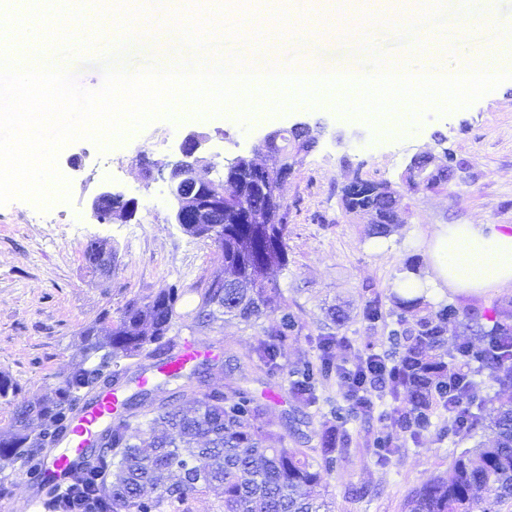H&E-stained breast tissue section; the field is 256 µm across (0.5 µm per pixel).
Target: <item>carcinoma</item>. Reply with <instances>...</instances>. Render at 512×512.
Wrapping results in <instances>:
<instances>
[{"mask_svg":"<svg viewBox=\"0 0 512 512\" xmlns=\"http://www.w3.org/2000/svg\"><path fill=\"white\" fill-rule=\"evenodd\" d=\"M406 183L441 188L448 184V168L442 164L429 170L422 161L419 168H408ZM373 186L377 192L361 198L342 189L340 202L348 213L393 217L392 224L372 220L371 235L386 238L402 223L401 194L387 183ZM224 205V267L210 274L209 285L192 289V309L180 310L186 290L170 285L130 301L116 317L102 312L74 339L67 374L32 398L0 376V398L12 405L10 422L0 427L1 474L20 461H40L47 446L65 433L74 405L103 378L126 372L147 355L158 358L155 367L163 365L175 348L173 331L202 332L226 315L251 325L278 311L280 325L263 330L255 352L271 374L283 370L277 362L281 347L298 327L278 281L288 268V208L279 201L269 205L263 233L282 240L281 250L270 252L249 226L229 223L230 202ZM113 255L112 246L100 242L84 251L88 268L101 276L111 272ZM390 301L388 315L395 318L396 328L389 336L403 342V349L393 364L383 356L376 359V370L385 377L374 389L399 401L393 407L394 422L412 437L430 429L434 410L448 401V392L470 400L475 375L486 370L496 380L512 383V302L460 308L433 303L423 293H394ZM383 307L381 294L371 291L364 318L381 320ZM450 319L475 336L457 349L455 360L443 352ZM337 342L334 334L323 335L318 361L297 371L291 390L298 403L316 402V385L335 367ZM357 411L364 408L353 398L350 409H336V425L323 430L321 447L310 454L281 445V437L267 429L266 405L247 388L197 392L187 384L167 399L142 389L122 400L121 411L105 430L104 447L82 467L81 478L62 492L45 488L48 512H189L191 501L210 492L217 496L216 512H321L327 507L326 479L343 452V427ZM485 428L489 444L463 449L446 472L412 489L404 512H497L496 507L512 501V404H501L487 425L469 413L466 432ZM486 487L495 488V501L483 503L476 497Z\"/></svg>","mask_w":512,"mask_h":512,"instance_id":"cac0c4a2","label":"carcinoma"}]
</instances>
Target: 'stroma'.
<instances>
[{
	"label": "stroma",
	"mask_w": 512,
	"mask_h": 512,
	"mask_svg": "<svg viewBox=\"0 0 512 512\" xmlns=\"http://www.w3.org/2000/svg\"><path fill=\"white\" fill-rule=\"evenodd\" d=\"M304 6V0H291L278 11H257L250 18L284 29L283 38L269 49L276 65L294 57L361 66L372 45L385 49L388 57L403 58L452 30L490 54L498 42L496 19L512 18V0H405L389 5L391 32L385 37L365 25L348 36L289 34V12ZM301 121L314 124V140L294 153L293 171L278 188L289 209L288 270L279 282L299 321L298 331L281 349L283 374L268 375L255 354L260 330L274 325L277 315L261 318L254 327L227 319L211 332L185 330L181 336L194 342L213 367L206 387L239 385L270 395L269 429L283 436L286 447H317V434L330 420L331 409L348 408L347 388L338 374H331L319 385L316 403L301 408L291 397L288 375L317 361V343L329 330L330 310L346 316L339 331L346 342L336 348L337 365L350 367L369 354L386 353L388 326L363 317L367 289L389 294L408 265L418 267L422 279L433 277L429 243L445 225L512 226V79L468 107L448 114L427 112L399 139L383 134L376 122L328 103L294 105L244 126L232 109L202 118L190 115L178 123L160 119L103 150L85 139L68 144L57 166L69 181V201L52 203L44 217L26 200L0 206V373L23 394L37 393L67 373L74 336L102 310L118 312L130 300L174 283L199 285L222 267L217 247L174 223L166 182L142 179L141 155L167 159L187 132L196 130L208 134L203 154L216 166L238 156L271 165L275 158L260 149L261 138ZM158 136L167 137L166 148L154 147ZM449 154L462 167L460 180L438 190L405 189L414 156L437 163ZM355 173L404 188L402 222L390 236L372 237L369 215L343 209L340 189ZM103 187L135 199L130 218L109 224L91 219L89 202ZM101 240L116 252L107 278L92 274L83 257L90 243ZM392 404L389 395L374 393L370 416L347 422L350 453L327 479L331 512H404L411 489L446 471L453 453L473 447V440L449 431L447 414L439 413L420 438L392 429L396 452L389 463H378L374 438L389 422ZM352 486L366 488V496H350Z\"/></svg>",
	"instance_id": "stroma-1"
}]
</instances>
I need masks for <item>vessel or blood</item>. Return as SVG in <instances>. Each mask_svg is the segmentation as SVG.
Here are the masks:
<instances>
[{"instance_id":"b4317fda","label":"vessel or blood","mask_w":512,"mask_h":512,"mask_svg":"<svg viewBox=\"0 0 512 512\" xmlns=\"http://www.w3.org/2000/svg\"><path fill=\"white\" fill-rule=\"evenodd\" d=\"M119 403V393L113 389L83 398L74 410L71 431L47 451L38 472H30L25 465L18 467L17 474L28 490L17 504V512H44L43 485L62 487L79 474L85 448L111 424Z\"/></svg>"}]
</instances>
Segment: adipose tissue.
Listing matches in <instances>:
<instances>
[{
  "mask_svg": "<svg viewBox=\"0 0 512 512\" xmlns=\"http://www.w3.org/2000/svg\"><path fill=\"white\" fill-rule=\"evenodd\" d=\"M367 14L354 10L335 13L314 10L297 15L299 25L313 30H351L361 19L384 29L389 14L386 0ZM432 259L438 280L452 290L480 291L512 285V231H500L489 224H451L436 233Z\"/></svg>",
  "mask_w": 512,
  "mask_h": 512,
  "instance_id": "obj_1",
  "label": "adipose tissue"
}]
</instances>
